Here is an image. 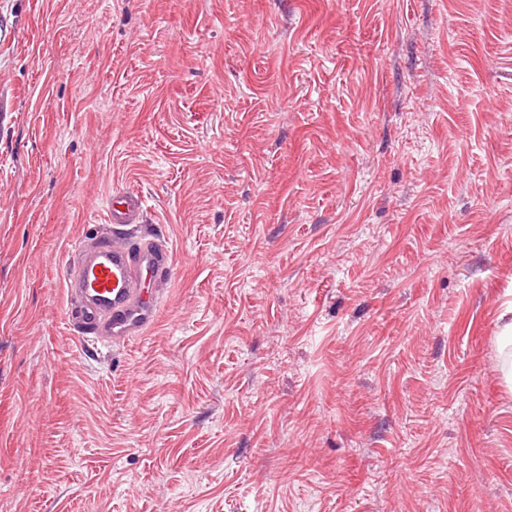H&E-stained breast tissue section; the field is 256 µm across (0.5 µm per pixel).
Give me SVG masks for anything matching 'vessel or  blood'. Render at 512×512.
Listing matches in <instances>:
<instances>
[{"mask_svg":"<svg viewBox=\"0 0 512 512\" xmlns=\"http://www.w3.org/2000/svg\"><path fill=\"white\" fill-rule=\"evenodd\" d=\"M106 213L111 235L91 243L82 237L71 248L77 270L67 285L79 303L69 318L80 328L86 343L123 342L143 336L161 308L159 293L148 292L145 280H167L172 273L168 247L152 242L126 245L116 240L126 227L142 223L138 196L114 192Z\"/></svg>","mask_w":512,"mask_h":512,"instance_id":"b4317fda","label":"vessel or blood"}]
</instances>
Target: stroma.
I'll use <instances>...</instances> for the list:
<instances>
[{
    "mask_svg": "<svg viewBox=\"0 0 512 512\" xmlns=\"http://www.w3.org/2000/svg\"><path fill=\"white\" fill-rule=\"evenodd\" d=\"M511 304L512 0H0V512H512ZM112 238L95 237L89 245L79 238L70 253L77 258L74 278H68L69 292L79 303L69 319L80 328L84 342H125L143 336L156 322L161 308L158 290L148 295L145 280H170L172 254L168 247L145 242L126 245L114 241L125 227L143 222L139 196L116 191L106 206Z\"/></svg>",
    "mask_w": 512,
    "mask_h": 512,
    "instance_id": "obj_1",
    "label": "stroma"
}]
</instances>
